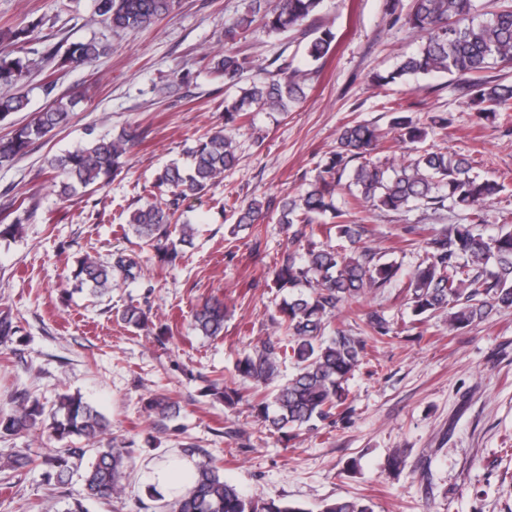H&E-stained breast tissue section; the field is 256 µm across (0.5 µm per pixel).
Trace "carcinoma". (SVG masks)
<instances>
[{
  "instance_id": "cac0c4a2",
  "label": "carcinoma",
  "mask_w": 512,
  "mask_h": 512,
  "mask_svg": "<svg viewBox=\"0 0 512 512\" xmlns=\"http://www.w3.org/2000/svg\"><path fill=\"white\" fill-rule=\"evenodd\" d=\"M323 0H252L249 13L224 24V51L209 59L210 69L224 79V85L238 87L245 61L233 50L240 31L261 17L273 34L294 31L315 15ZM94 13L115 31L147 28L168 15L175 0H94ZM404 23L421 33L424 42L418 50L399 58L386 74L374 76L375 84L385 86L405 82L409 77L448 73L467 83L469 104L482 118H494L512 110V87L489 85L471 80L494 64L512 63V5L504 6L488 21L475 15L474 0H413ZM336 34L327 28L314 29L305 47L307 57L316 62L333 49ZM109 47L94 39L72 42L61 49L53 47L47 58L60 68L78 67L107 54ZM27 66L13 53L0 51V85L13 86L22 80ZM306 74L279 64L276 74L239 87V94L224 101V124L247 120L256 110L286 112L305 97ZM77 99H55L32 121L0 136V165L25 155L30 145L55 129L69 124ZM27 105L22 95L0 97V118L19 112ZM390 129L402 139L417 145L415 156L400 164L373 162L372 152L383 148L388 133L365 121L343 125L336 138V151L320 174L295 195L284 197L279 205L278 223L284 225L291 247L281 253L273 266V285L285 294L278 305L277 327L284 338L267 340L241 354L234 364L236 375L254 388L253 408L272 433L311 431L324 422L348 399V381L362 364L366 337L394 333V322L384 312L364 309L366 294L391 283L398 266L378 257L367 245V227L348 219V212L336 205V184L348 178L355 203H370L389 210L410 205H450L468 212L467 224H453L443 234L423 240L424 257L408 283L409 305L414 320L423 323L436 315L448 318V330L485 321L493 312L512 308V224H500L492 234L475 227L484 223L487 204L500 192L501 184L492 177L471 174L468 158L448 151L422 146L428 131L408 113L391 112ZM133 128L116 136L94 139L48 159L53 185L58 195L68 198L92 185L103 187L122 166L121 158L138 142ZM190 166L176 160L157 174L155 200L133 209L127 220L133 234L150 247L163 266L173 267L181 247L193 244L194 228L182 220L180 201L201 197L224 172L236 167L238 157L233 139L216 130L186 147ZM360 164L348 171L354 161ZM268 209L258 200L234 208L233 231H260ZM336 235L337 246L315 240L317 233ZM139 261L123 250L101 263L88 257L79 262L73 287L86 286L96 294L112 289V278L134 281L141 276ZM349 310L356 329L331 327L336 312ZM224 301L207 299L193 315V330L205 337L224 335ZM121 320L132 327L148 325V311L127 306ZM18 332L12 318L0 313V343L12 341ZM291 356L296 372L272 391L267 403L263 388L280 374V357ZM207 392L229 401L238 392L224 385V374L209 380ZM146 410L157 422L171 419L177 403L164 394L148 401ZM49 422L59 441L76 438L83 448L65 446L46 454L29 450L15 452L0 462V469L21 472L39 468L44 483L59 488L68 483L72 465L92 454L84 476L85 498L110 500L120 496L130 475L133 442H114L110 422L104 414L78 394L59 397L50 411L37 402L20 398L9 412L0 411V433L21 436ZM162 502L166 512H307L293 503L271 500L262 504L244 497L237 487L220 476L216 460L209 455L195 462L190 487L170 501ZM321 512H373L361 499L338 498L322 506Z\"/></svg>"
}]
</instances>
